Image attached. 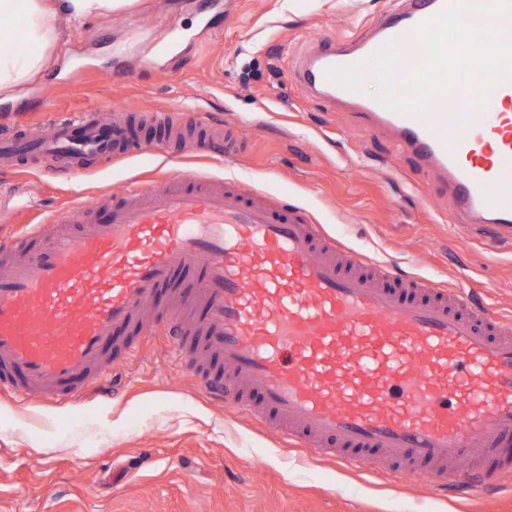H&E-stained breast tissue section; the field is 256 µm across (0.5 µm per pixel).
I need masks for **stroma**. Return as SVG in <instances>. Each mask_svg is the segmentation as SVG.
<instances>
[{
  "instance_id": "35a3bbf8",
  "label": "stroma",
  "mask_w": 512,
  "mask_h": 512,
  "mask_svg": "<svg viewBox=\"0 0 512 512\" xmlns=\"http://www.w3.org/2000/svg\"><path fill=\"white\" fill-rule=\"evenodd\" d=\"M398 2L221 0L207 29L201 0H137L81 27L59 20L50 65L0 98V125L47 133L78 112L180 108L211 124L236 115L244 147L115 160L78 181L44 165L0 173V232L150 173L235 177L306 208L371 259L512 312V250L459 238L429 172L354 110L306 97L289 77L297 51L361 35ZM171 33L182 36L176 50L156 53ZM0 512H512V487L443 497L421 478L322 462L213 402L162 329L113 374L111 398L0 396Z\"/></svg>"
}]
</instances>
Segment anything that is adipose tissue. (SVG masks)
Here are the masks:
<instances>
[{
	"label": "adipose tissue",
	"instance_id": "obj_1",
	"mask_svg": "<svg viewBox=\"0 0 512 512\" xmlns=\"http://www.w3.org/2000/svg\"><path fill=\"white\" fill-rule=\"evenodd\" d=\"M135 0H0V96H11L34 79L50 61L59 41L58 18L75 22L112 16L132 7ZM40 50L25 53L21 44Z\"/></svg>",
	"mask_w": 512,
	"mask_h": 512
}]
</instances>
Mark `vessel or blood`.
Masks as SVG:
<instances>
[{
    "label": "vessel or blood",
    "mask_w": 512,
    "mask_h": 512,
    "mask_svg": "<svg viewBox=\"0 0 512 512\" xmlns=\"http://www.w3.org/2000/svg\"><path fill=\"white\" fill-rule=\"evenodd\" d=\"M453 0H402L356 40H321L291 61L297 85L354 109L441 180L461 235L512 248V72L485 108L395 111L335 69L406 37ZM178 110L83 112L46 136L0 135V165L49 160L67 175L179 145ZM225 154L233 124L195 144ZM216 400L316 456L478 488L512 475V317L464 292L404 274L326 234L297 205L239 180L181 173L101 194L0 242V392L46 401L99 387L138 354L157 317Z\"/></svg>",
    "instance_id": "b4317fda"
}]
</instances>
